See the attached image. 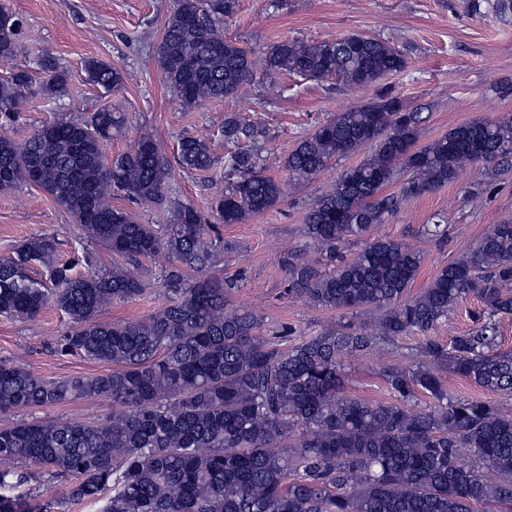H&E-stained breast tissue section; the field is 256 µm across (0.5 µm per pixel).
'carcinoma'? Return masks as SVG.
<instances>
[{"label": "carcinoma", "mask_w": 512, "mask_h": 512, "mask_svg": "<svg viewBox=\"0 0 512 512\" xmlns=\"http://www.w3.org/2000/svg\"><path fill=\"white\" fill-rule=\"evenodd\" d=\"M236 0H178L164 20L156 62L180 105L231 98L255 76V60L224 39ZM19 24L0 28V63L20 52ZM42 91L67 81L55 60L40 63ZM403 53L370 37L352 45L285 39L265 54L264 71L304 78L340 77L363 89L403 71ZM87 81L108 92L124 73L102 59L84 63ZM32 83L18 71L0 83V112L9 114ZM421 113L388 90L318 125L284 160L294 177L313 178L332 160L371 152L317 196L305 215L309 243L333 262L325 270L292 250L280 264L284 294L314 307L356 313L373 307V323L351 322L300 336L286 350L260 334L255 311L229 305L231 284L207 275L214 254L208 224L190 205L172 208L160 230L112 206L121 191L135 204L163 206L169 165L157 140L143 134L131 150L108 158L122 118L110 109L86 121H50L18 142L0 136V191L21 183L44 190L82 226L87 238L119 258L112 270L75 274L79 261L59 262L49 235L25 239L0 257V315L34 318L48 305L71 331L56 350L109 362L112 371L46 379L0 360V412L86 399L112 400L96 422L19 420L0 428V460L26 466L0 471V512H52L17 489L29 467L66 481L73 502H103L101 512H474L495 503L512 509V414L498 403L448 396L422 363L390 365L383 379L392 402H370L344 390L343 360L411 333L425 336L419 354L492 395H512V352L500 350V323L512 315V220L495 224L448 263L427 288L410 294L421 255L410 244L372 230L399 201L455 181L464 163L493 173L512 170V116L460 125L418 146ZM227 185L215 211L242 224L276 205L283 184L266 174L253 147L254 123L224 118ZM182 167L215 165L203 135L180 139ZM411 172L399 193L383 195L397 169ZM351 240L363 243L342 255ZM169 259V301L143 319L105 322L102 309L142 294L131 270L159 254ZM39 262L48 279L29 266ZM482 306L474 328L443 346L428 338L464 298ZM433 402L416 407L418 392ZM471 454L461 459V449Z\"/></svg>", "instance_id": "obj_1"}]
</instances>
